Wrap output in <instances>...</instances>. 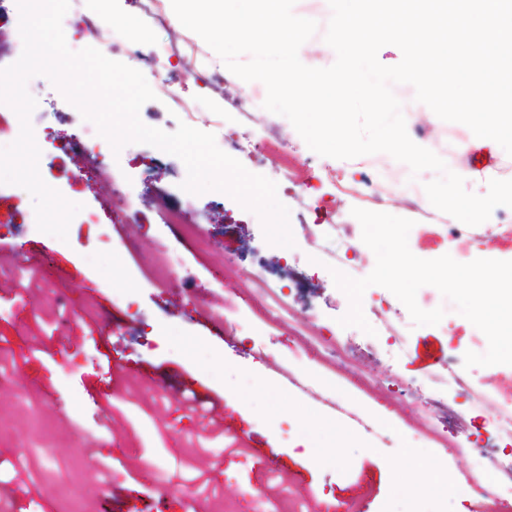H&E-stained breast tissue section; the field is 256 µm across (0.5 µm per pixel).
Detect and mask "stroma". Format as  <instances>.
<instances>
[{
  "label": "stroma",
  "instance_id": "stroma-1",
  "mask_svg": "<svg viewBox=\"0 0 512 512\" xmlns=\"http://www.w3.org/2000/svg\"><path fill=\"white\" fill-rule=\"evenodd\" d=\"M105 10L115 35L111 59L141 68L157 46L167 48L152 74L171 95L142 106L144 124L175 131L185 100L219 117L216 125L197 124L216 140L247 133L270 146L268 154L238 159L276 183L295 245L267 243L259 217L225 193L183 191L187 170L176 156L146 144L117 154L86 150L72 136L89 121L47 77H32L40 174L83 211L61 240L38 230L25 189L0 185V499L12 502L11 512H186L190 503L197 512H274L291 491L304 512L356 505L362 512H475L463 491L468 478L478 467L512 462V439L494 427L503 411L496 385L512 382V366L464 369L465 353L485 352L487 338L431 286L418 291L417 303L444 308L438 325L414 326L397 297L377 285L362 298L373 334L339 325L350 303L331 269L349 255L354 277L363 278L376 258L352 214L363 200L340 193L335 179L377 189L374 211L413 220L408 245L422 259L512 260V208L498 207L467 235L450 236L452 216L426 194L402 196L411 183L406 164L385 153L319 156L287 118L259 103L239 106L241 79L177 21L169 0H70L63 19L70 49L88 42L83 17ZM293 12L318 24L305 43V64L331 66L328 0H296ZM131 20L148 39L131 36ZM22 49L16 0H0V67ZM207 70L223 72V80L194 79ZM405 119L426 146L465 142L458 170L512 179V157L480 145L467 126L423 104ZM146 179L156 190L143 203ZM120 192L136 200L135 210L118 208ZM324 204L331 218L307 235L305 225ZM167 211L200 225L209 252L198 254L178 225L162 224ZM165 251L178 253L181 264L162 284L154 265ZM228 256L241 260L230 277ZM288 264L297 271L280 285L295 320L342 345L337 375L325 374L291 338L251 320L241 301L243 289ZM395 336L404 347L390 356ZM451 369L470 379L467 395L431 386ZM297 373L307 377L308 392L290 384ZM364 375L377 380L381 397L353 387ZM191 393L217 403L219 428L203 427L184 405ZM434 396L448 415L444 448L410 439L411 422L435 423ZM356 412L375 421L378 436L361 433Z\"/></svg>",
  "mask_w": 512,
  "mask_h": 512
}]
</instances>
